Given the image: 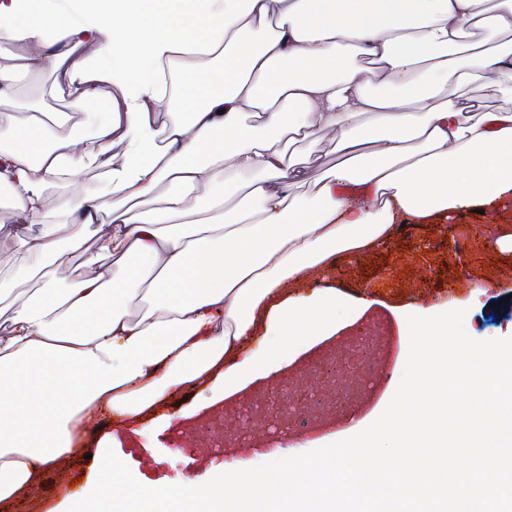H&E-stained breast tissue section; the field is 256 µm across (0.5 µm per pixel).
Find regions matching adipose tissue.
Masks as SVG:
<instances>
[{"instance_id": "obj_1", "label": "adipose tissue", "mask_w": 512, "mask_h": 512, "mask_svg": "<svg viewBox=\"0 0 512 512\" xmlns=\"http://www.w3.org/2000/svg\"><path fill=\"white\" fill-rule=\"evenodd\" d=\"M25 2L0 0V101L18 73L51 72L71 108L108 119L70 138L33 115L0 147L16 220L0 225V262L24 254L39 277L27 298L0 289V504L79 455L102 414L143 434L186 389L247 394L354 323L370 300L295 290L340 257L512 200V0H81L74 16L70 0ZM477 30L510 39L493 53ZM450 79L493 83L505 104L444 98ZM316 127L339 161L311 180L287 144ZM112 142L124 151L102 191L81 186ZM55 188L66 221L29 234Z\"/></svg>"}]
</instances>
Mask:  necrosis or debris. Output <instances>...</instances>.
I'll return each instance as SVG.
<instances>
[{"label":"necrosis or debris","mask_w":512,"mask_h":512,"mask_svg":"<svg viewBox=\"0 0 512 512\" xmlns=\"http://www.w3.org/2000/svg\"><path fill=\"white\" fill-rule=\"evenodd\" d=\"M384 355L380 335L347 341L340 350L325 348L309 362L306 381L288 376L276 380L253 399L193 426L185 442L226 454L254 447L263 430L281 439L306 432L325 418L349 412Z\"/></svg>","instance_id":"obj_1"}]
</instances>
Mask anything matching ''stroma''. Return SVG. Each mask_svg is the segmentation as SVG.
Wrapping results in <instances>:
<instances>
[{"instance_id":"stroma-1","label":"stroma","mask_w":512,"mask_h":512,"mask_svg":"<svg viewBox=\"0 0 512 512\" xmlns=\"http://www.w3.org/2000/svg\"><path fill=\"white\" fill-rule=\"evenodd\" d=\"M55 75L39 77L19 75L11 100L0 102V114L15 121L27 120L33 110L58 113L51 89ZM512 233V207L498 223H486L482 214L471 209L457 212L444 224H406L396 228L389 244L378 251L341 261L328 280L310 278L300 286L301 293H312L329 283L346 297L373 295L377 304L351 327L339 331L331 340L340 345L352 336H368L377 325H384L388 336V354L374 386L359 397L352 414L339 416L317 425L310 438L329 436L349 428L373 410L382 408L395 389L391 375L397 366L402 340L397 314L411 303L439 302L449 308L466 311L464 327L475 339L512 337V252L498 248L497 236ZM117 419H101L90 436L89 454L73 457L48 474L35 494V508L61 501L75 477L98 474L101 466L100 440L116 429ZM169 429L154 428L146 436H120L113 450L131 471L152 480L176 485L193 480L204 483L212 478L222 454H198L182 457L170 453L166 441Z\"/></svg>"}]
</instances>
